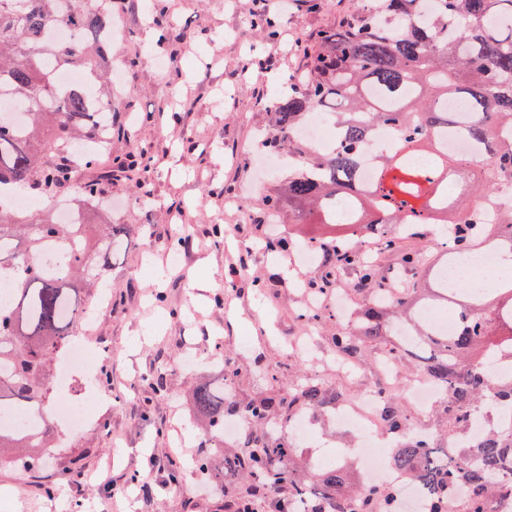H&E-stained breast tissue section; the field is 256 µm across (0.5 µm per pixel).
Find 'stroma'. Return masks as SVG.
Segmentation results:
<instances>
[{
  "mask_svg": "<svg viewBox=\"0 0 512 512\" xmlns=\"http://www.w3.org/2000/svg\"><path fill=\"white\" fill-rule=\"evenodd\" d=\"M127 2L128 10L114 12L125 34L112 42L110 54L121 68L112 81L114 118L131 129L113 139L112 155L150 158V199L141 203L134 181L116 172L102 181L100 198L83 208L94 232L126 224L130 235L105 278L111 301L99 309L93 339L111 347L112 360L98 363L94 375L78 376L68 398L92 396L106 375L112 395L96 405L86 427L57 431L58 446L39 477L0 470V488L15 493L9 512H75L78 502L84 512H224L223 495L200 491L199 477L185 474L176 486L167 470L149 466L151 454L166 451L183 470L199 453L193 386L225 384L239 402L311 380L350 401L363 390L320 360L352 318L324 309L313 333L300 318L302 285L319 278L323 264L303 265L296 257L310 239L340 234L341 226L253 221L265 209L271 184L289 174L285 166L263 176L256 170L265 154L260 133L272 128L271 102L306 67L321 31L354 12L358 0H295L276 14L270 33L249 25L257 0H178L167 12L170 41L155 45L144 40L146 27L156 23L152 0ZM272 52L275 64L262 68ZM170 55L178 66L159 70L157 57ZM206 188L211 196H203ZM239 195L243 211L224 209L226 198ZM181 224L192 225L198 244L183 254L179 269L161 277ZM215 224L253 242V249L214 247L209 230ZM157 290L164 303L154 302ZM306 337L315 353L311 361L289 348ZM188 354L198 358L194 367L181 364ZM152 374L161 375L162 393L141 384ZM65 399H52L47 411ZM314 432L313 440L296 445L309 465L319 467L320 447L331 448L335 462L362 483L352 460L354 437L326 417L315 420ZM137 475L149 478L150 496L134 484Z\"/></svg>",
  "mask_w": 512,
  "mask_h": 512,
  "instance_id": "stroma-1",
  "label": "stroma"
}]
</instances>
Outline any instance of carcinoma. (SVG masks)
I'll return each mask as SVG.
<instances>
[{"label":"carcinoma","mask_w":512,"mask_h":512,"mask_svg":"<svg viewBox=\"0 0 512 512\" xmlns=\"http://www.w3.org/2000/svg\"><path fill=\"white\" fill-rule=\"evenodd\" d=\"M0 0V188L32 191L45 202L67 188L84 200L100 195L99 183L82 179L80 168L95 160L62 161V148L80 138L98 146L112 144V94L86 84L65 83L61 76L79 72L95 80L108 64L112 0ZM384 0L375 11L359 12L324 32L309 53L298 83L272 101L274 150L293 151L300 168L268 198L262 219L288 211L294 224H338L344 209L362 237H377L383 248L398 250L409 266L420 253L400 237H388L386 224H448L457 253L479 247L512 252V206L496 224L481 223L479 201L512 180V0ZM460 99L466 112L456 117L448 101ZM323 109L335 114L338 140L325 152L295 138L305 114ZM392 130L426 154L431 169L408 167L396 153L376 157L378 182L360 180L362 149L371 131ZM467 141L477 161L448 156V136ZM86 224L30 220L0 210V271L15 280L11 301L0 303V409L35 415L25 430L0 429V468L19 467L37 476L56 447L45 401L54 396L51 375L77 332L83 306L97 294L114 255L127 241L122 224H109L90 243ZM331 254L320 278L308 288L326 294L339 271L359 267L361 288L387 295L391 283L374 265H357L356 241L323 244ZM427 306L395 326H409L417 369L444 388L445 432L467 428L489 390L512 401V379L493 384L484 364L512 350V279L501 283L493 299L467 295L455 332L440 335L425 325ZM386 305L364 308L362 327L336 334V351L356 356L386 335ZM337 394L317 382L288 388L277 397L246 404L226 401L224 387L198 386L196 412L208 419L202 447L224 441V420L247 423L238 448L223 455L215 469L205 453L196 468L225 491L224 474L252 479L250 489L288 488L274 512H356L355 503L378 505L375 512H397L396 493L385 486L347 493L345 468L331 466L298 472L294 446L280 433L303 411L326 413ZM383 420L404 436L393 461L425 494L426 512H448V500L461 501L458 512H485L486 500L512 492V437L495 431L448 458L433 441L413 429L394 402L386 401Z\"/></svg>","instance_id":"cac0c4a2"}]
</instances>
